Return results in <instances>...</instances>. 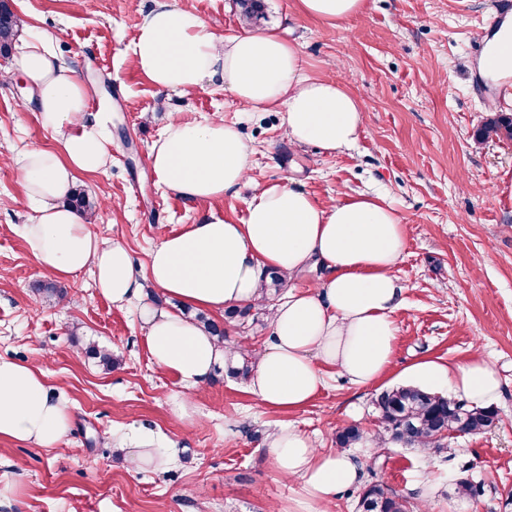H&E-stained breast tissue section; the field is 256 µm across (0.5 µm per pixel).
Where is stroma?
<instances>
[{"mask_svg": "<svg viewBox=\"0 0 512 512\" xmlns=\"http://www.w3.org/2000/svg\"><path fill=\"white\" fill-rule=\"evenodd\" d=\"M174 2L221 34L275 30L297 44L308 75L339 81L360 101L361 134L329 153L292 143L284 110L246 111L221 85L189 95L154 86L130 48L155 0H11L22 22L63 31L58 54L94 87L91 111L112 116V156L78 185L94 205L93 233L122 241L140 267L163 235L204 217L244 223L257 183L288 181L325 207L384 195L407 228L392 364L368 387L328 370L321 392L294 410L264 405L220 366L191 400L195 423H178L169 397L180 386L153 365L135 308L112 305L87 272L62 281L61 297L39 290L46 276L19 232L30 212L13 158L57 143L14 77L0 83V357L37 362L74 425L51 450L0 438V477L17 487L0 512H319L300 482L274 471L264 441L292 427L326 453L351 424L365 433L351 449L363 482L415 505L428 498L430 512H512V145L473 137L500 110L503 86L482 74L472 48L506 14L505 0H365L335 26L300 14L297 0H262L253 20L238 0ZM172 113L237 128L250 147L249 184L195 203L158 186L146 156ZM91 344L116 365L88 357ZM476 352L503 384L492 430L440 451L380 444L377 394L411 384L418 361L459 365ZM133 423L164 433L177 462L142 470L121 456L112 435ZM463 479L481 484V495L457 496Z\"/></svg>", "mask_w": 512, "mask_h": 512, "instance_id": "1", "label": "stroma"}]
</instances>
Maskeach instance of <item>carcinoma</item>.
<instances>
[{"instance_id":"cac0c4a2","label":"carcinoma","mask_w":512,"mask_h":512,"mask_svg":"<svg viewBox=\"0 0 512 512\" xmlns=\"http://www.w3.org/2000/svg\"><path fill=\"white\" fill-rule=\"evenodd\" d=\"M20 18L7 3L0 0V52L9 50V45ZM512 141V114L499 112L488 119L477 130L476 141L482 143L491 137ZM286 284V279L277 272L269 274L264 284V296L259 304L272 305L274 297ZM237 365L228 368L231 377L240 381L248 380L254 353L240 350ZM465 407L472 412L466 424L468 433H479L490 428L497 418L492 407L477 408L462 400L449 399L435 392L417 386H399L383 391L376 400V408L383 425L384 443L405 448L440 450L444 448L445 432L457 427L456 410ZM364 432L356 425L336 430V447L350 448L362 441ZM359 509L363 512H413L410 503L380 481L363 486L359 494Z\"/></svg>"}]
</instances>
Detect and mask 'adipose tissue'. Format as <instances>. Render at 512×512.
Returning a JSON list of instances; mask_svg holds the SVG:
<instances>
[{
  "mask_svg": "<svg viewBox=\"0 0 512 512\" xmlns=\"http://www.w3.org/2000/svg\"><path fill=\"white\" fill-rule=\"evenodd\" d=\"M59 39L31 33L21 39L11 68L0 72L1 81L19 73L35 87L40 122L57 142L56 149L32 147L15 159L31 212L22 235L43 272L69 279L88 270L112 304L138 303L152 362L186 392L205 388L230 352L192 318L142 302L144 288L221 314L260 300L266 272L290 279L319 265L323 273L311 289L289 292L272 306L271 334L255 353L249 389L263 404L294 409L321 391L329 368L357 386L377 382L392 361L394 314L404 293L394 269L407 241L385 197L360 195L324 208L288 183L260 185L244 223L206 218L164 236L147 264L136 267L125 244L91 231L92 212L66 203L79 175L104 170L112 136L106 118L88 107L91 88L57 54ZM132 57L158 88L189 94L216 83L243 107L284 108L297 144L333 152L353 145L362 130L358 99L334 80L307 75L297 46L275 32L220 36L196 12L157 0L142 18ZM248 155L233 126L177 116L147 165L158 183L197 201L236 192L248 179ZM409 372L422 383L450 387L474 407L502 392L498 372L478 354L455 367L423 360ZM185 392L170 402L176 419L190 423ZM71 426L67 406L40 369L0 358V438L55 448ZM265 446L277 473L300 481L313 502H330L360 481L362 466L349 453L319 452L297 429L269 434ZM118 450L141 468L163 467L171 458L164 436L136 424L127 427Z\"/></svg>",
  "mask_w": 512,
  "mask_h": 512,
  "instance_id": "obj_1",
  "label": "adipose tissue"
}]
</instances>
